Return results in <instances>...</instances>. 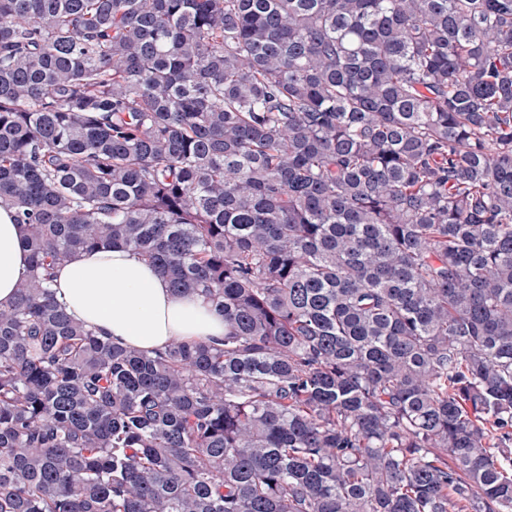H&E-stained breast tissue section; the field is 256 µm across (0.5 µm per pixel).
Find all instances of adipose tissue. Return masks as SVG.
<instances>
[{"label": "adipose tissue", "instance_id": "1", "mask_svg": "<svg viewBox=\"0 0 512 512\" xmlns=\"http://www.w3.org/2000/svg\"><path fill=\"white\" fill-rule=\"evenodd\" d=\"M0 207V309L14 300L28 272L25 225ZM58 300L98 336L146 352L185 343L223 340L224 319L195 291L176 292L159 271L122 247L75 253L53 270Z\"/></svg>", "mask_w": 512, "mask_h": 512}]
</instances>
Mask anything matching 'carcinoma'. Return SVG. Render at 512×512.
Here are the masks:
<instances>
[{"mask_svg": "<svg viewBox=\"0 0 512 512\" xmlns=\"http://www.w3.org/2000/svg\"><path fill=\"white\" fill-rule=\"evenodd\" d=\"M0 512H512V0H0ZM121 245L224 315L55 300ZM14 217V210L0 207V309L11 305L16 285L30 266L26 226L16 224ZM68 313L112 342L152 353L173 341H224V317L195 291L176 292L159 271L123 247L75 253L53 270Z\"/></svg>", "mask_w": 512, "mask_h": 512, "instance_id": "carcinoma-1", "label": "carcinoma"}]
</instances>
